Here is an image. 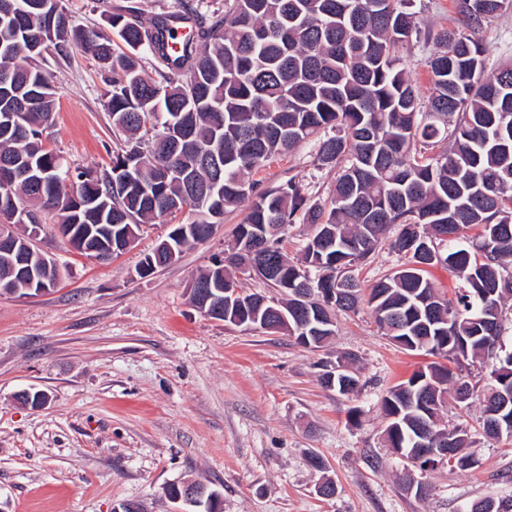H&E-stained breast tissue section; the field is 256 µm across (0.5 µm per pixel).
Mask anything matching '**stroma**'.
<instances>
[{
    "label": "stroma",
    "instance_id": "stroma-1",
    "mask_svg": "<svg viewBox=\"0 0 512 512\" xmlns=\"http://www.w3.org/2000/svg\"><path fill=\"white\" fill-rule=\"evenodd\" d=\"M209 16L224 0H63L75 26L126 50L108 17L127 7L143 20L179 3ZM421 34L401 48L420 100L432 93L434 34L457 28L455 0H410ZM488 68L512 62V11L475 32ZM56 110L45 146L71 169L110 172L125 143L104 105L112 73L80 46L47 55ZM316 140L253 173L265 188L294 179L313 202H328L337 171L319 166ZM249 210L224 215L211 238L143 276L145 255L186 210L142 224L134 244L108 262L75 252L43 217L38 249L60 269L58 284L27 298L0 296V512H113L122 502L170 512L164 488L192 479L221 494L223 512H466L476 500L512 497V439L482 436L480 405L447 407L444 418L470 432L475 467L421 470L392 453L381 400L433 358L385 335L372 310L336 316V334L313 350L284 333L205 316L188 296L191 280L235 242ZM358 357V392L341 395L321 376L337 355ZM42 391L39 409L15 396ZM325 462L315 470L312 457ZM329 479L336 493L317 495ZM426 484L418 497L409 482Z\"/></svg>",
    "mask_w": 512,
    "mask_h": 512
}]
</instances>
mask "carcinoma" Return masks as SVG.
<instances>
[{"label": "carcinoma", "mask_w": 512, "mask_h": 512, "mask_svg": "<svg viewBox=\"0 0 512 512\" xmlns=\"http://www.w3.org/2000/svg\"><path fill=\"white\" fill-rule=\"evenodd\" d=\"M38 0H0V165L18 160L33 166L36 180L0 193V217L23 212L29 224L56 212L76 231L120 224L135 236L139 225L188 207L200 224H219L227 210L252 204L237 227L234 252L197 277L200 286L237 288L249 264L269 265L261 274L287 299L291 335L300 326L361 302L372 308L386 335L411 337L424 348L439 336H463L467 346L448 345V361H489L491 381L453 379L450 369L432 363L390 388L382 400L386 440L412 448L420 417L413 392L432 406L423 414L427 432L446 438L465 464L472 443L467 429L443 424L449 403L464 409L457 386L472 391L482 406L487 438L492 414L512 416V399L501 408L497 390L512 385V348L503 330L488 344L483 318L512 301V64L487 71L485 49L468 31L499 15L491 0H459L466 30L435 34L429 61L433 93L420 111L418 93L400 66L396 48L417 34L407 0H230L224 15L209 26L195 21L176 49L164 33L185 19L177 12L148 22L134 13H114L108 21L129 53L116 55L93 31L73 26L63 0L48 10ZM76 43L112 70L104 93L113 125L128 149L112 160V170L130 169L129 183L92 170L72 174L47 149L43 129L56 101L54 75L36 64L53 49L60 56ZM149 50L168 73L144 77L137 54ZM184 73L186 79L177 75ZM333 129L318 140L320 165L339 170L329 205L310 201L303 185L289 179L263 189L252 173L290 152L302 141ZM448 147L425 154L436 139ZM202 150L216 154L196 184L166 175L170 155L179 164ZM314 232L302 249V266L288 260L271 229L296 221ZM397 228L390 248L402 268L364 292L354 276ZM477 228L474 238L467 230ZM442 265L462 280L456 299L441 296L427 276ZM342 295L332 305H315L322 291ZM466 512H512V499L483 498Z\"/></svg>", "instance_id": "cac0c4a2"}]
</instances>
